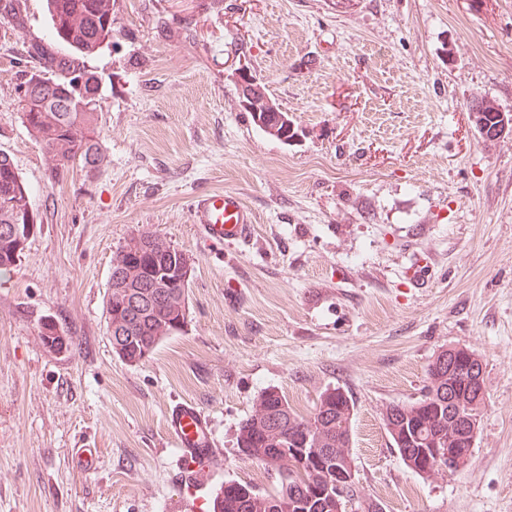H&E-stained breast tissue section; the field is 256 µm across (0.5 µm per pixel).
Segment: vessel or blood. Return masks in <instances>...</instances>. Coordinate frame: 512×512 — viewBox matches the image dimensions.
Masks as SVG:
<instances>
[{"mask_svg":"<svg viewBox=\"0 0 512 512\" xmlns=\"http://www.w3.org/2000/svg\"><path fill=\"white\" fill-rule=\"evenodd\" d=\"M192 222L206 242L213 245H245L252 241L255 215L234 191L206 190L191 202ZM168 432L181 448V467L189 477L204 474L211 458L212 432L208 418L191 402L176 403L168 417Z\"/></svg>","mask_w":512,"mask_h":512,"instance_id":"obj_1","label":"vessel or blood"}]
</instances>
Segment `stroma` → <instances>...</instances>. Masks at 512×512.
<instances>
[{
    "mask_svg": "<svg viewBox=\"0 0 512 512\" xmlns=\"http://www.w3.org/2000/svg\"><path fill=\"white\" fill-rule=\"evenodd\" d=\"M19 8L0 24V152L41 230L0 275V512H210L224 481L274 490L236 448L268 387L305 417L326 389L351 395L356 483L384 512H512V136L484 140L470 111L512 110V0H113L111 41L82 60L104 162L58 174L17 87L28 47L70 50L46 0ZM241 68L293 141L240 107ZM207 189L256 213L250 244L200 236L190 202ZM147 229L193 275L183 330L130 364L104 306L115 253ZM47 319L68 350L43 344ZM452 346L481 357L486 400L467 465L426 479L383 412L419 398ZM182 400L220 456L198 486L167 429Z\"/></svg>",
    "mask_w": 512,
    "mask_h": 512,
    "instance_id": "stroma-1",
    "label": "stroma"
}]
</instances>
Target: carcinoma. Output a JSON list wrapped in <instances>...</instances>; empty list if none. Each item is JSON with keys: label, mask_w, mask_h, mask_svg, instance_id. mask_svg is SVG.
<instances>
[{"label": "carcinoma", "mask_w": 512, "mask_h": 512, "mask_svg": "<svg viewBox=\"0 0 512 512\" xmlns=\"http://www.w3.org/2000/svg\"><path fill=\"white\" fill-rule=\"evenodd\" d=\"M46 7L53 34L73 49L74 55L42 58V65L24 82L26 86L33 85V89L29 96L20 98V120L42 146L53 167L64 170L78 163L95 169L104 160L95 140L96 98L77 92L67 83L66 75L83 69L80 59L112 39V0H46ZM471 111L490 133L501 123L505 108L492 99L481 98L474 101ZM250 117L261 130L285 126L279 113L252 112ZM30 209L27 185L11 158L0 153V225L38 223L37 214ZM137 237L146 240L147 246L134 249L125 243L112 260V274L140 280L152 294L151 310L139 315L126 307L120 308L117 288L107 295L112 302V323L133 337L129 354L136 359L145 349L155 351L163 338L169 337V323L186 316L184 308L171 309L169 299L186 300L189 287V281L182 279L155 284L157 271L165 265L172 266L180 250L155 231H139L130 239ZM21 254L14 239L0 235V271L16 266ZM444 354L445 370L438 376L436 370ZM476 367L480 369L483 364L473 351L457 346L444 348L428 367L427 384L420 398L386 407L392 423L385 424V430L392 446L418 475L428 478L443 472L440 467L432 469V438H437L442 448L450 447L452 441L458 448L472 447L475 436L466 430L470 420L479 416V407L465 408L452 420L439 392L450 389L465 403L474 400L470 376ZM353 414L352 398L338 388L322 392L315 412L306 418L292 409L282 392L275 388L264 390L252 413L240 423L236 446L245 459L277 474L278 489L262 493L246 483L227 481L214 497L212 508L219 512H336V504L329 503L324 490L333 491L339 484L345 493L341 499L342 512H383L379 502L359 497L356 483H348L342 477L352 469ZM312 428L318 434L322 452L308 460V472L303 478L292 459L280 456V450L300 446Z\"/></svg>", "instance_id": "cac0c4a2"}]
</instances>
